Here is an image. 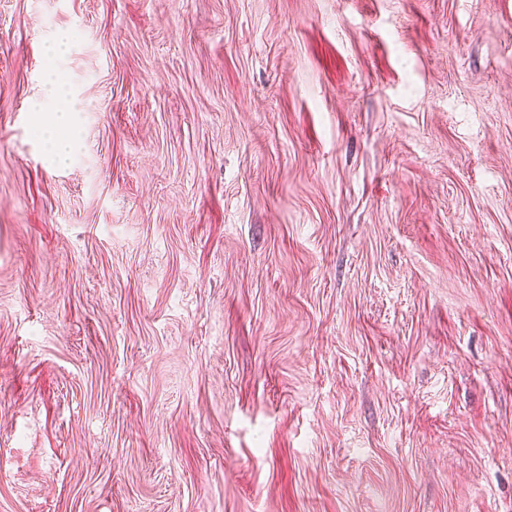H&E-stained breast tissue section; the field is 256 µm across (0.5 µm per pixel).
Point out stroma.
<instances>
[{
	"mask_svg": "<svg viewBox=\"0 0 512 512\" xmlns=\"http://www.w3.org/2000/svg\"><path fill=\"white\" fill-rule=\"evenodd\" d=\"M0 512H512V0H0ZM54 84L53 104L48 109L37 111L48 112L47 117L40 118L38 125L43 126L49 133L47 142L50 145L51 156L59 162H64L75 146V133L68 109L59 104L64 98L63 87L56 82Z\"/></svg>",
	"mask_w": 512,
	"mask_h": 512,
	"instance_id": "stroma-1",
	"label": "stroma"
}]
</instances>
